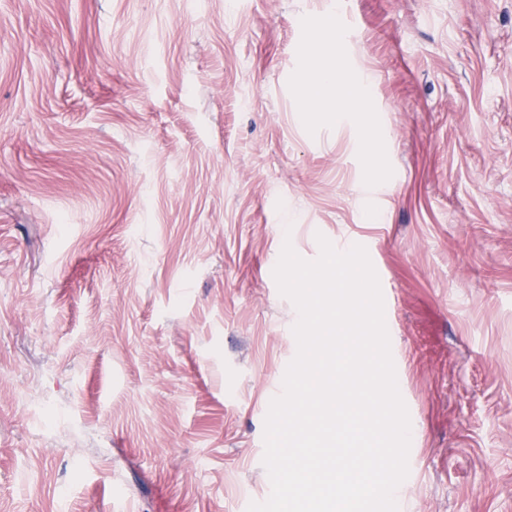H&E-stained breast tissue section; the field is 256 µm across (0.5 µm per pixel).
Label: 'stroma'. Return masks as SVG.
Returning <instances> with one entry per match:
<instances>
[{
    "label": "stroma",
    "mask_w": 512,
    "mask_h": 512,
    "mask_svg": "<svg viewBox=\"0 0 512 512\" xmlns=\"http://www.w3.org/2000/svg\"><path fill=\"white\" fill-rule=\"evenodd\" d=\"M326 18L377 205L300 99ZM320 234L391 292L402 512H512V0H0V512L267 500Z\"/></svg>",
    "instance_id": "35a3bbf8"
}]
</instances>
